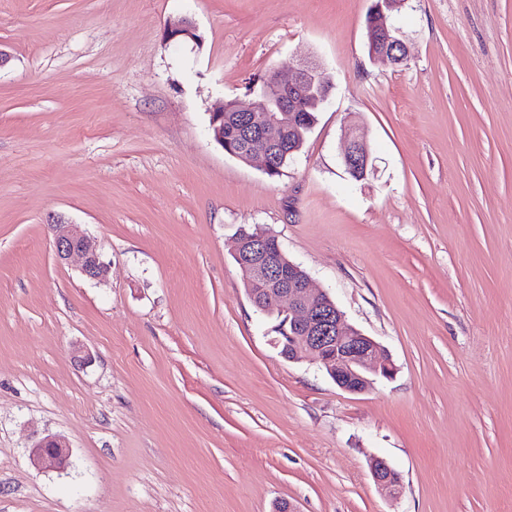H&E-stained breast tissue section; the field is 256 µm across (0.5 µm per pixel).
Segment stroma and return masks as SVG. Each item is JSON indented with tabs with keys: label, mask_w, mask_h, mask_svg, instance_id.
I'll list each match as a JSON object with an SVG mask.
<instances>
[{
	"label": "stroma",
	"mask_w": 512,
	"mask_h": 512,
	"mask_svg": "<svg viewBox=\"0 0 512 512\" xmlns=\"http://www.w3.org/2000/svg\"><path fill=\"white\" fill-rule=\"evenodd\" d=\"M371 5L0 0V512H512V0H406L401 66L368 55ZM181 16L200 43L165 40ZM307 63L330 98L279 176L215 143L217 106ZM54 214L107 281L56 260ZM245 224L392 377L351 395L280 355ZM48 435L66 471L29 461ZM345 149L343 162L348 172H367L370 165V155L366 144L354 135L353 130L345 134ZM369 469L377 488L386 495L396 496L401 492L399 473L383 458L373 457Z\"/></svg>",
	"instance_id": "1"
}]
</instances>
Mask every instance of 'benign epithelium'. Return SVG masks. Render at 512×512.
I'll list each match as a JSON object with an SVG mask.
<instances>
[{
    "instance_id": "7a95c632",
    "label": "benign epithelium",
    "mask_w": 512,
    "mask_h": 512,
    "mask_svg": "<svg viewBox=\"0 0 512 512\" xmlns=\"http://www.w3.org/2000/svg\"><path fill=\"white\" fill-rule=\"evenodd\" d=\"M406 2L374 0L367 18L372 57L386 59L394 65L406 63V43L390 23L391 15ZM165 36L170 41L196 43L200 40L195 22L186 17L169 21ZM315 91L322 102L328 101L325 76L315 66L303 65L287 80L271 71L260 86L250 88V93L258 98L256 105L247 106L232 100L230 105L212 112L209 124L212 137L217 144L224 145V113H247V123L240 134L241 145L229 149V155L244 163L258 161L267 172L278 162L281 134L299 129L304 112L302 101ZM345 142L346 169L367 172L370 155L366 144L351 130L346 132ZM50 230L59 261L76 258L85 279L93 282L107 279L108 264L90 245L79 225L57 216L50 220ZM279 251L281 247L276 237L260 229L244 242L234 240L232 248L237 264L250 273L245 291L254 307L263 312H277L278 336L274 343L281 348V355L290 360L306 358L322 365L341 390L353 395L368 391L373 375L392 376L394 365L390 358L381 356L379 343L350 325L327 293L313 291L308 275L298 266L290 262L273 271L269 256ZM29 459L40 469L63 472L70 464L69 444L59 437H45L32 446ZM369 469L381 492L389 496L401 492L400 475L386 460L371 458Z\"/></svg>"
}]
</instances>
